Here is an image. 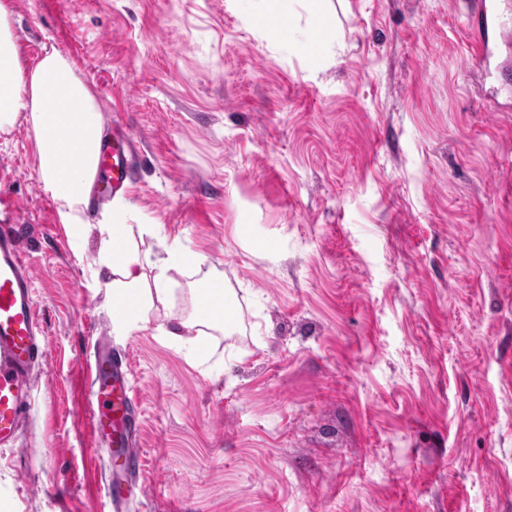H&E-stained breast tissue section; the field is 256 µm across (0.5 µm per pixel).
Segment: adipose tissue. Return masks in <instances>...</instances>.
I'll return each instance as SVG.
<instances>
[{"instance_id": "1", "label": "adipose tissue", "mask_w": 512, "mask_h": 512, "mask_svg": "<svg viewBox=\"0 0 512 512\" xmlns=\"http://www.w3.org/2000/svg\"><path fill=\"white\" fill-rule=\"evenodd\" d=\"M25 119L35 134L38 164L43 180L62 208L77 212L86 200L97 168L95 145L101 137V113L95 97L72 62L58 50L23 61L9 32V9L0 0V130ZM98 270L107 278L120 325L148 322L150 313L168 306L175 273L200 265L196 253L180 245H168L164 255L151 259L140 251L125 214L113 216L101 228ZM231 288L220 280H207L194 288L192 321L171 320L165 330L173 340L187 342L191 350L200 338H185L193 324L232 332L229 316Z\"/></svg>"}]
</instances>
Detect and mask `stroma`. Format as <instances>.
<instances>
[{"mask_svg": "<svg viewBox=\"0 0 512 512\" xmlns=\"http://www.w3.org/2000/svg\"><path fill=\"white\" fill-rule=\"evenodd\" d=\"M8 0L24 59L55 48L142 147L119 196L141 250L179 244L167 312L112 326L99 226L47 189L31 127L0 131L46 354L0 512H114L84 411L91 334L140 392L128 512H512V0L486 77L469 0ZM206 277L237 327L206 362L163 335Z\"/></svg>", "mask_w": 512, "mask_h": 512, "instance_id": "stroma-1", "label": "stroma"}]
</instances>
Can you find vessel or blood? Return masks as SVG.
<instances>
[{
    "label": "vessel or blood",
    "instance_id": "1",
    "mask_svg": "<svg viewBox=\"0 0 512 512\" xmlns=\"http://www.w3.org/2000/svg\"><path fill=\"white\" fill-rule=\"evenodd\" d=\"M497 15L496 0H482L468 19L475 60L484 62L493 55ZM95 151L98 164L86 205L91 214L109 206L115 194L130 189L139 147L120 120L102 135ZM26 230V225L0 221V447L16 441L34 371L45 355L38 340L31 263L20 245ZM139 399L127 361L113 356L107 335L97 336L88 363L84 407L96 445L113 470L107 495L116 507L125 503L132 484L143 474L140 424L134 415Z\"/></svg>",
    "mask_w": 512,
    "mask_h": 512
}]
</instances>
